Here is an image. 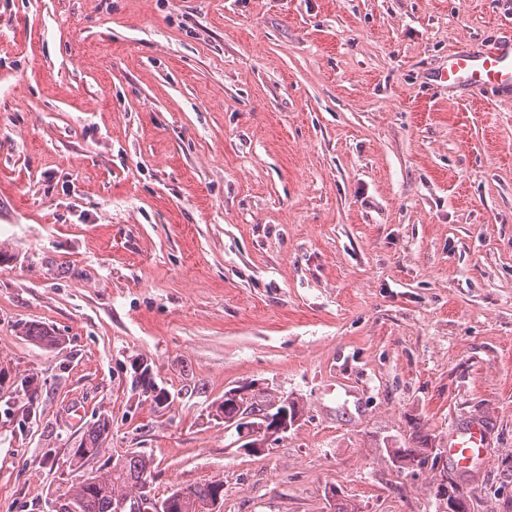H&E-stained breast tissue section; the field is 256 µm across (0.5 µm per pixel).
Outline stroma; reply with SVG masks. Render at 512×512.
<instances>
[{"label": "stroma", "mask_w": 512, "mask_h": 512, "mask_svg": "<svg viewBox=\"0 0 512 512\" xmlns=\"http://www.w3.org/2000/svg\"><path fill=\"white\" fill-rule=\"evenodd\" d=\"M510 33L512 0H0V512H52L102 413L148 498L222 512H438L481 418L457 481L512 512V100L430 84ZM239 386L300 402L265 453ZM490 442L482 422L474 421L464 427L457 428L448 434V441L442 448L447 461L440 453V457L446 462V469L439 476L440 481L448 477V465L457 474L471 471L482 463L490 455Z\"/></svg>", "instance_id": "35a3bbf8"}]
</instances>
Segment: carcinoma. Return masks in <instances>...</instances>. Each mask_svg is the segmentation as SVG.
<instances>
[{
    "label": "carcinoma",
    "mask_w": 512,
    "mask_h": 512,
    "mask_svg": "<svg viewBox=\"0 0 512 512\" xmlns=\"http://www.w3.org/2000/svg\"><path fill=\"white\" fill-rule=\"evenodd\" d=\"M26 336L32 340L54 346L61 338L53 335L40 324H31L26 328ZM283 398H268L260 395L248 397L246 409L254 415L253 423L261 424L259 416H268L276 412ZM111 430L110 418L101 415L91 423L82 435L77 448L73 451L74 460L80 465L96 459L104 453L105 443ZM393 463L402 472L411 465L422 464L423 458L415 448H397L393 452ZM152 460L144 455L127 453L117 460L102 463L89 476H81L54 501V512H115L123 502H146L148 508L156 510L155 503L144 493L152 476ZM435 496L441 500L453 499L459 506L457 512H467V493L452 478L448 484H440ZM224 482L210 481L204 484L176 487L161 500L167 506V512H219L223 507Z\"/></svg>",
    "instance_id": "carcinoma-1"
}]
</instances>
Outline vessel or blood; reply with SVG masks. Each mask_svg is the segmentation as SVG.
<instances>
[{"mask_svg":"<svg viewBox=\"0 0 512 512\" xmlns=\"http://www.w3.org/2000/svg\"><path fill=\"white\" fill-rule=\"evenodd\" d=\"M435 80L452 92L488 89L498 98L512 99V38L481 51L471 47L450 51ZM490 451L485 427L479 421L449 433L443 448L451 470L458 474L485 461Z\"/></svg>","mask_w":512,"mask_h":512,"instance_id":"obj_1","label":"vessel or blood"}]
</instances>
